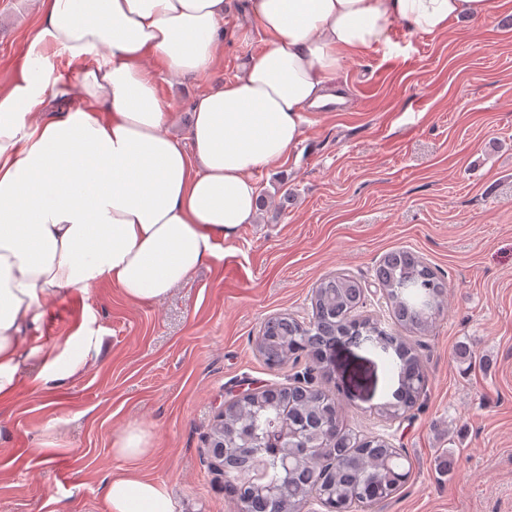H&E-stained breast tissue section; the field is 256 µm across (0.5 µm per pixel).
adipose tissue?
<instances>
[{
    "instance_id": "adipose-tissue-1",
    "label": "adipose tissue",
    "mask_w": 512,
    "mask_h": 512,
    "mask_svg": "<svg viewBox=\"0 0 512 512\" xmlns=\"http://www.w3.org/2000/svg\"><path fill=\"white\" fill-rule=\"evenodd\" d=\"M39 21L0 88V397L29 357L28 331L56 296L101 284L158 301L253 223L255 175L287 158L304 112L330 100L344 54L387 43L393 23L429 35L490 16L492 0H248L265 36L220 88L199 94L188 137L149 60L200 76L224 49L230 0H38ZM81 66L78 86L56 56ZM82 99L70 106L72 95ZM102 338L84 329L70 358L35 378L82 369ZM151 434L112 442L128 467L106 483L108 512H178L165 482L137 462Z\"/></svg>"
}]
</instances>
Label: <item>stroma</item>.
I'll list each match as a JSON object with an SVG mask.
<instances>
[{
    "mask_svg": "<svg viewBox=\"0 0 512 512\" xmlns=\"http://www.w3.org/2000/svg\"><path fill=\"white\" fill-rule=\"evenodd\" d=\"M234 0L232 33L211 72L160 76L187 136L192 102L218 88L264 37ZM512 0L441 35L396 23L388 44L343 59V112H310L286 159L256 175L267 208L159 302L120 289H75L46 303L17 387L0 399V512H106L122 467L112 439L152 434L138 461L183 512H238L202 451L241 385L293 382L304 364L269 368L256 350L269 317L304 318L316 282L361 283L363 311L384 319L375 270L414 251L448 285L435 328L412 342L427 382L418 405L386 421L394 350L337 345L329 377L344 422L405 449L410 476L381 512H512ZM38 21L37 0H0V87ZM98 355L69 380L36 388L46 352L66 355L82 324ZM470 348L471 363L461 354Z\"/></svg>",
    "mask_w": 512,
    "mask_h": 512,
    "instance_id": "obj_1",
    "label": "stroma"
}]
</instances>
